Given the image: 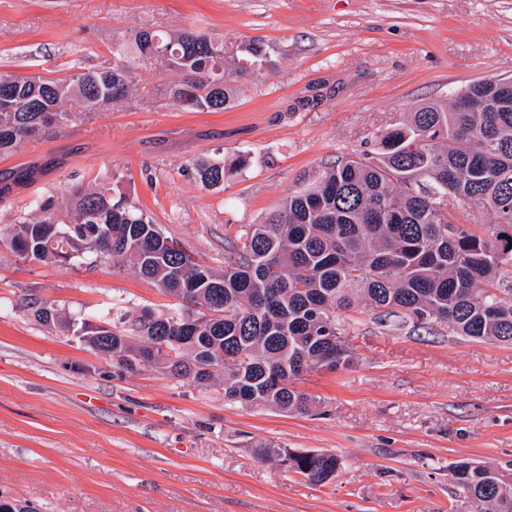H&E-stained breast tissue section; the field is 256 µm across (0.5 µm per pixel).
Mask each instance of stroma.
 I'll return each instance as SVG.
<instances>
[{
	"mask_svg": "<svg viewBox=\"0 0 512 512\" xmlns=\"http://www.w3.org/2000/svg\"><path fill=\"white\" fill-rule=\"evenodd\" d=\"M189 26L223 41L230 70L262 50L231 107L173 106L180 72L136 59L125 99L0 156V225L35 218L39 198L67 210L68 183H109L220 272L225 248L327 163L424 102L512 78V0H0V73L109 69L132 33ZM197 159L223 162V190L201 186ZM18 170L28 181L7 186ZM44 299L104 326L178 307L129 263L0 252V495L37 512H480L452 466L512 473V345L417 329L362 301L342 315L350 364L305 372L295 386L313 407L285 413L128 371L38 323L27 304ZM264 444L340 466L316 485L260 458Z\"/></svg>",
	"mask_w": 512,
	"mask_h": 512,
	"instance_id": "obj_1",
	"label": "stroma"
}]
</instances>
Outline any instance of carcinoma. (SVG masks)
I'll use <instances>...</instances> for the list:
<instances>
[{
	"mask_svg": "<svg viewBox=\"0 0 512 512\" xmlns=\"http://www.w3.org/2000/svg\"><path fill=\"white\" fill-rule=\"evenodd\" d=\"M117 55L179 57L182 80L167 89L181 109L220 112L231 83L251 67L224 69V44L187 27L176 34L138 31ZM133 65L81 71L64 79L0 76V156L72 120L71 104L89 109L127 97ZM457 102L422 104L406 122L375 136L374 149L338 159L311 187L287 196L280 211L252 224L224 255L218 274L197 262L128 196L102 185H71L70 213L53 198L35 203L39 216L0 225V252L29 262L69 264L86 255L130 261L140 275L182 301L166 315L149 310L129 332L90 326L50 300L32 302L47 327L82 336L133 371L153 365L200 387L221 376L224 398L306 413L310 395L293 382L345 333L339 312L364 300L426 328L445 325L472 339L512 344V105L481 83ZM202 187L224 189V162L198 160ZM478 214L462 222L455 202ZM494 214L481 224L479 214ZM287 469L315 484L340 466L333 453H292L263 446ZM456 485L487 512H512V476L470 461L451 472Z\"/></svg>",
	"mask_w": 512,
	"mask_h": 512,
	"instance_id": "cac0c4a2",
	"label": "carcinoma"
}]
</instances>
